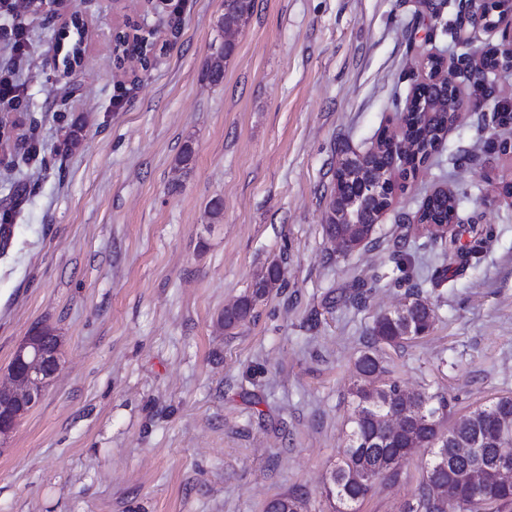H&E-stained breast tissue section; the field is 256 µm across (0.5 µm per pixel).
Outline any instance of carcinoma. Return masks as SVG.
<instances>
[{
    "label": "carcinoma",
    "mask_w": 512,
    "mask_h": 512,
    "mask_svg": "<svg viewBox=\"0 0 512 512\" xmlns=\"http://www.w3.org/2000/svg\"><path fill=\"white\" fill-rule=\"evenodd\" d=\"M254 0H224V13L219 16V28L244 27L253 12ZM77 38L68 49L63 64L74 66L82 61V32L80 21L72 22ZM233 51H224V46L210 45L203 75L212 84L221 82L224 68ZM434 92L428 87L418 88L417 105L404 118L405 127L396 150L378 135L377 147L381 152V163L400 173L405 179L425 162L441 143L448 130V112H430L426 103ZM336 204L330 201L325 216L324 232L329 240L339 235L340 225L335 223ZM453 195L437 194L428 197L418 210L421 225L449 224L454 218ZM472 234L469 247L459 244L458 233L452 232L445 240L448 245V265L457 263L458 257L471 253L484 241L483 228L469 225ZM256 298L250 293L238 300L234 313H222L219 323L232 330L245 323L250 316ZM405 318L398 311L379 315L367 337L366 350L359 356L354 369L352 389L353 412L350 415V431L346 436L341 457L331 470L322 494L329 502L331 512H359V507L371 490L374 480L381 476L396 478L403 461L420 448L432 449V459L417 486L413 497L404 504L403 512H469L468 496L460 488L458 476L477 463L484 466L486 476L482 487L484 505L498 509L512 506V490L498 485L493 473L495 459L504 452L493 436L507 417H512V396L495 398L487 405L479 406L457 418L448 430H443V421L435 417L448 408V399L439 393H418L426 401L427 417L433 419L434 427L428 433L416 429L417 441L413 448H395L385 441L386 424L395 413V403L401 399L404 389L396 381L375 387L372 381L385 371L378 346H398L415 340L423 333H430L435 322L432 307L421 298L411 300ZM308 499L302 493L292 492L272 500L267 512H307Z\"/></svg>",
    "instance_id": "carcinoma-1"
}]
</instances>
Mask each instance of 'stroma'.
<instances>
[{"label":"stroma","mask_w":512,"mask_h":512,"mask_svg":"<svg viewBox=\"0 0 512 512\" xmlns=\"http://www.w3.org/2000/svg\"><path fill=\"white\" fill-rule=\"evenodd\" d=\"M469 0H255L214 85L202 70L224 0H66L54 15L0 8V375L33 327L62 340L43 400L0 444V512H266L307 493L308 512L345 445L353 369L375 318L411 286L431 333L380 350L386 379L445 395L451 417L512 395V139L496 102L512 74L449 126L370 243L323 231L333 170L398 117L418 58L467 48L451 27ZM85 22L83 61L53 66L65 14ZM154 44L117 59L126 20ZM24 38H17V30ZM83 138L62 142L73 119ZM192 142L195 159L177 158ZM445 186L486 239L437 280L438 242L405 225ZM224 200L211 221V199ZM281 280L246 324L225 306L270 261ZM430 458L376 480L359 512H402Z\"/></svg>","instance_id":"35a3bbf8"}]
</instances>
